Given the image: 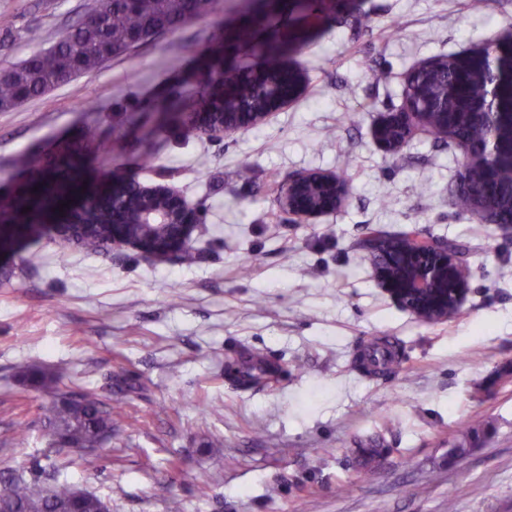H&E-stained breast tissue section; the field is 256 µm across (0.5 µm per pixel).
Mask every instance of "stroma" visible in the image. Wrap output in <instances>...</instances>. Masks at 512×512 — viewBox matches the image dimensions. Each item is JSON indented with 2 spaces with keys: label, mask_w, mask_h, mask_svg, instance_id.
Returning <instances> with one entry per match:
<instances>
[{
  "label": "stroma",
  "mask_w": 512,
  "mask_h": 512,
  "mask_svg": "<svg viewBox=\"0 0 512 512\" xmlns=\"http://www.w3.org/2000/svg\"><path fill=\"white\" fill-rule=\"evenodd\" d=\"M98 3L0 0V65L50 47ZM245 4L220 0L0 110V195L95 123L104 144L85 147L83 185H166L200 216L190 264L89 255L50 232L0 257V471L30 478L48 465L43 398L19 379L31 366L64 392L123 394L111 441L62 472L111 512H512V228L453 205L456 147L418 132L392 153L373 136L412 67L512 35V0H320L309 16H281L302 95L234 134L183 139L158 106L178 92L185 111L203 110L211 64L235 63L252 21ZM31 27L41 44L26 40ZM303 171L340 175L348 194L293 224L274 189ZM405 227L467 247L468 292L448 320L399 307L360 245L367 229ZM379 340L401 355L369 375L357 358ZM252 351L278 372L246 389L225 369ZM467 428L472 445L452 457ZM371 439L388 452L365 464L352 450Z\"/></svg>",
  "instance_id": "1"
}]
</instances>
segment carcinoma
<instances>
[{
    "label": "carcinoma",
    "instance_id": "carcinoma-1",
    "mask_svg": "<svg viewBox=\"0 0 512 512\" xmlns=\"http://www.w3.org/2000/svg\"><path fill=\"white\" fill-rule=\"evenodd\" d=\"M218 3L219 0H101L98 8L65 29L52 46L33 51L0 75V108L15 107L75 76L93 72L143 42L213 14ZM255 40V30L240 29V64L227 67L206 85L209 94L218 93L219 82L238 81L252 68L251 60L259 57L257 66L262 76L245 81L238 92L225 96L220 108L224 113L237 112L243 104L261 112L274 94L294 88L293 73L284 65L283 44L269 40L259 51ZM408 108L429 113L437 138L468 149V155L459 161L457 206L470 211L482 203L489 223L511 228L512 37L492 40L479 51L430 59L427 66L414 70L408 77L400 111ZM159 111L166 121L178 120L183 112L181 97H169ZM404 139L403 127L398 122L386 127L382 135L390 151L400 150ZM87 144L102 145L100 129L93 123L84 127L82 140L69 148L65 156L68 172L62 179L55 178L58 185L64 186L79 176L82 150ZM69 200L70 205L60 207L65 199L46 187L39 188L34 202L18 195H1L0 224L56 223L82 197L71 196ZM140 205L137 181H125L116 192L110 185L105 187L95 203L85 205L83 219L97 228L81 239V246L88 252L104 249L109 225L137 217ZM25 207L29 211H23ZM419 235L415 227L394 233L372 229L364 243L380 237L392 239L396 250L381 260L392 261L393 272L401 275L406 271V256L421 246ZM250 359L255 361L254 365L234 373L239 385L256 386L276 373L263 355L253 353ZM21 374L46 397L45 421L51 431V454L58 464L30 479L16 470L0 472V512H66L75 487L60 479V471L71 463L73 452L97 448L112 436V427L120 417V401L106 402L87 389L75 390L79 400L73 401L70 392L59 390L52 375L30 367L22 368ZM475 435L474 430L459 432L451 455L465 454Z\"/></svg>",
    "mask_w": 512,
    "mask_h": 512
}]
</instances>
